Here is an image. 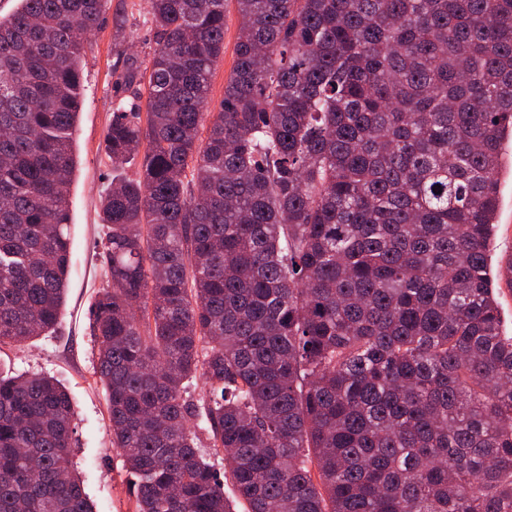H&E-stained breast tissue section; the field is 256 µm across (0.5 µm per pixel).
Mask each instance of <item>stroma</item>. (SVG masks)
Listing matches in <instances>:
<instances>
[{
    "label": "stroma",
    "mask_w": 512,
    "mask_h": 512,
    "mask_svg": "<svg viewBox=\"0 0 512 512\" xmlns=\"http://www.w3.org/2000/svg\"><path fill=\"white\" fill-rule=\"evenodd\" d=\"M146 0H112L102 27L89 38L83 62V90L74 139L76 170L69 188L72 266L61 321L54 332L25 343L0 346V372L41 374L59 381L76 410L73 461L94 512H134L122 453L112 446L106 391L93 373L95 347L88 309L109 284L97 260L106 229L99 200L116 174L103 152V135L112 114L113 83L127 58L146 68L152 34L144 16ZM239 16L228 0L224 17V54L215 63L208 96L210 111L220 109L224 83L235 62ZM498 224L491 246L493 260L512 255V167L500 173Z\"/></svg>",
    "instance_id": "1"
}]
</instances>
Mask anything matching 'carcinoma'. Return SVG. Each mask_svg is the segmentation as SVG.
<instances>
[{"label":"carcinoma","instance_id":"carcinoma-1","mask_svg":"<svg viewBox=\"0 0 512 512\" xmlns=\"http://www.w3.org/2000/svg\"><path fill=\"white\" fill-rule=\"evenodd\" d=\"M147 3L150 71L122 72L104 137L112 167L140 162L100 199L89 310L134 512H233L226 480L247 512H512V256L488 265L512 0H236L217 112L226 0ZM106 8L0 17V344L60 321ZM74 419L53 379L0 374V512H93ZM224 17V56L215 63L210 79L208 96L209 112H217L224 98V83L235 62V45L238 36L239 16L235 0H227ZM203 423L200 424V428L196 429V446L198 452L203 455L207 461H209L217 472L221 474L224 473V455L223 454H214L212 448H210V441L207 431L203 429Z\"/></svg>","mask_w":512,"mask_h":512}]
</instances>
